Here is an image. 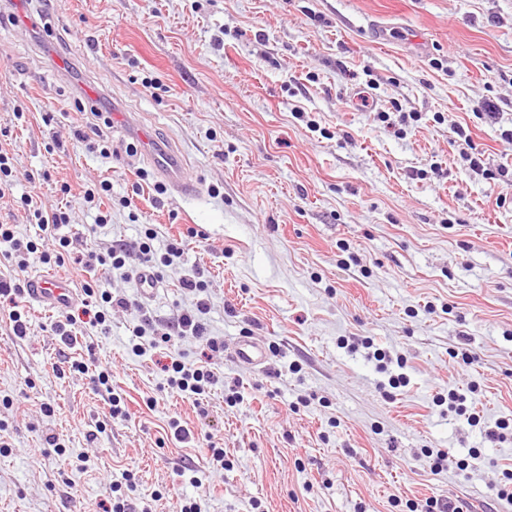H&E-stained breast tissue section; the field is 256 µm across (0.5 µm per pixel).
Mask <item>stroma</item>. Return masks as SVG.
Masks as SVG:
<instances>
[{"label":"stroma","mask_w":512,"mask_h":512,"mask_svg":"<svg viewBox=\"0 0 512 512\" xmlns=\"http://www.w3.org/2000/svg\"><path fill=\"white\" fill-rule=\"evenodd\" d=\"M14 11L0 10V147L14 175L0 222L38 237L20 201L31 194L66 210L74 250L123 241L125 269L61 273L76 289L110 279L134 306L113 310L109 335L77 325L68 349L51 332L58 312L21 298L22 339L0 312V512H102L106 482L128 473L131 512H180L185 498L201 512H403L429 498L512 512L492 492L512 443L487 436L512 420V181L474 175L452 143L466 127L491 167L512 166V0H52L28 22ZM378 26L394 39L376 43ZM486 101L496 118L480 117ZM117 108L182 158L199 196L172 197L120 127L102 129L110 157L76 144V127ZM381 111L421 119L397 134ZM102 180L112 218L99 226L81 192ZM148 224L155 248L177 236L183 249L150 298L136 281ZM199 271L220 349L174 336L133 353L141 310L159 334L196 312L182 282ZM242 335L266 344L264 366L231 357ZM365 338L408 386L386 387L348 349ZM65 355L111 367L129 419L90 438L108 402L88 377L58 375ZM174 359L220 377L201 404L165 390ZM471 386L476 426L435 403ZM174 417L193 439L175 440ZM81 455L94 463L83 474ZM187 465L198 483L181 477Z\"/></svg>","instance_id":"stroma-1"}]
</instances>
